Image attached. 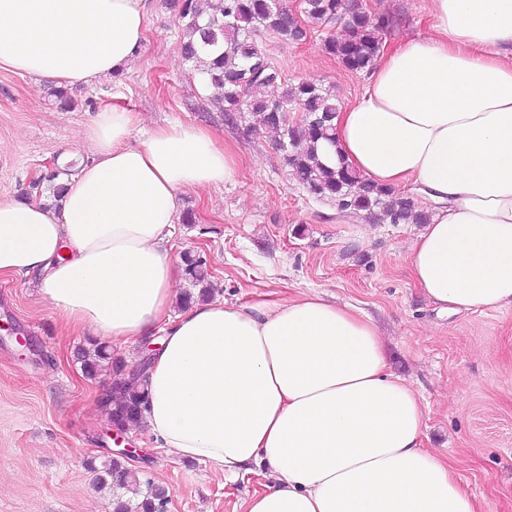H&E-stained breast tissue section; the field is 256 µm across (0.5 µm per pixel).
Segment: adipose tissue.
I'll list each match as a JSON object with an SVG mask.
<instances>
[{
	"mask_svg": "<svg viewBox=\"0 0 512 512\" xmlns=\"http://www.w3.org/2000/svg\"><path fill=\"white\" fill-rule=\"evenodd\" d=\"M431 18V35L380 53L322 158L416 188L435 215L411 244L415 285L443 311L496 310L512 305V0H431ZM148 23L145 0H0V69L90 86L137 55ZM137 124L96 112L61 208L0 197V276L32 277L70 330L122 345L162 331L149 432L228 483L261 468L245 512H480L424 448V405L357 308L300 291L173 313L179 195L232 180L237 159L205 128L137 142Z\"/></svg>",
	"mask_w": 512,
	"mask_h": 512,
	"instance_id": "obj_1",
	"label": "adipose tissue"
}]
</instances>
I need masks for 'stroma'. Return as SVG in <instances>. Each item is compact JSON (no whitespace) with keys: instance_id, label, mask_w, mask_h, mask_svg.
I'll use <instances>...</instances> for the list:
<instances>
[{"instance_id":"obj_1","label":"stroma","mask_w":512,"mask_h":512,"mask_svg":"<svg viewBox=\"0 0 512 512\" xmlns=\"http://www.w3.org/2000/svg\"><path fill=\"white\" fill-rule=\"evenodd\" d=\"M171 0H149L151 25L141 51L121 74L75 85L72 107L49 95L50 84L0 70V196L38 200L34 181L76 169L90 154L83 132L94 112L118 105L139 118L141 131L168 124L211 128L237 156L236 177L180 196L195 221L178 224L170 254L203 260L212 300L247 303L258 295L314 291L352 305L378 327L390 372L407 381L426 407V447L454 465L481 512H512V305L489 313H438L411 279L408 253L418 224L376 223L312 197L290 176L269 134L249 132L209 101L181 53ZM398 20L384 42L392 48L430 33L429 0H358ZM322 29L306 43L259 38L288 83L322 84L340 104L356 100L366 77L325 52ZM29 347H21L18 337ZM127 348L64 326L24 277H0V512H112L89 461L112 455L101 398L112 384L110 364L86 377L77 351ZM139 448L136 470L169 489L171 512H240L259 476L236 483L155 447L148 427L128 432Z\"/></svg>"}]
</instances>
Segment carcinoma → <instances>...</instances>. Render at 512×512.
Wrapping results in <instances>:
<instances>
[{
    "mask_svg": "<svg viewBox=\"0 0 512 512\" xmlns=\"http://www.w3.org/2000/svg\"><path fill=\"white\" fill-rule=\"evenodd\" d=\"M181 0L177 21L185 61L202 63L210 101L229 121L243 110L258 114L262 125L277 133L276 146L283 165L312 196L329 200L342 209L363 212L391 224H429L431 213L415 199L396 195L351 168L343 160L333 166L322 163L319 151L335 146L333 120L339 111L336 96L315 83L288 84L282 72L266 56L256 36L270 33L283 40H297L301 28L327 30L324 50L353 73L370 72L391 33L389 16L372 15L357 0H304L300 10L303 26L288 0ZM342 24L343 33L332 28ZM298 113L294 119L291 114ZM59 172L44 175L36 187H47L50 197L63 200L65 186ZM186 273L197 286L208 279L202 260L185 254ZM110 354L100 347L83 351L80 360L87 377L97 372ZM115 379L104 400L113 423L131 430L144 418L148 401L145 379L131 377L125 366L113 363ZM98 484L113 486L112 512H161L160 486L128 467L122 456L109 458L96 468Z\"/></svg>",
    "mask_w": 512,
    "mask_h": 512,
    "instance_id": "cac0c4a2",
    "label": "carcinoma"
}]
</instances>
